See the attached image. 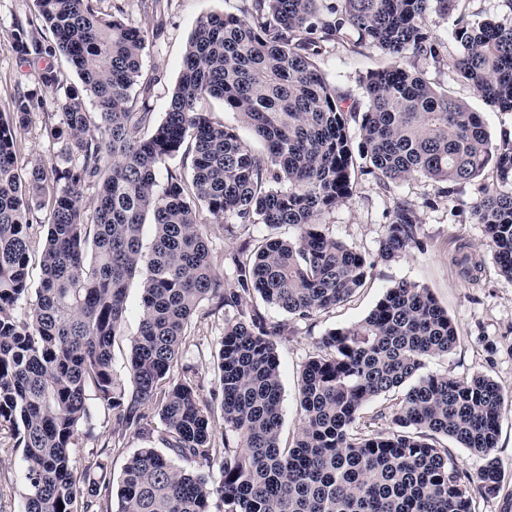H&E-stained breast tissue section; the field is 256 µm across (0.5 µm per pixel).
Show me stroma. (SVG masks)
Wrapping results in <instances>:
<instances>
[{
    "mask_svg": "<svg viewBox=\"0 0 512 512\" xmlns=\"http://www.w3.org/2000/svg\"><path fill=\"white\" fill-rule=\"evenodd\" d=\"M125 18L149 34L142 56V68L153 75L156 85L149 100L153 120H160L177 83L187 41L201 16L240 14L242 0H169L164 10L148 11L143 0H121ZM33 0H0V109L7 107L18 91L33 87L38 81L36 66L23 63L15 52L9 33L18 18L33 16ZM471 20L494 18L512 22V0H462L458 12L446 15L430 13L427 28L433 37L450 42L459 15ZM389 60L378 50L361 45H336L318 61L319 68L341 89L361 97L359 79L368 71L386 67ZM415 70L427 81L449 95L465 101L481 113L493 142L512 136V112H501L488 105L463 82L447 62L413 60ZM45 117L36 114L30 126L18 137L19 165L40 157L45 165L59 162L60 146L44 129ZM495 180L493 169L455 193L454 203L438 201L440 185L421 179L402 183L391 189L380 187L370 175L356 174L353 195L344 204L325 213L322 222L336 240L364 253L374 263L371 278L336 309L309 319H298L276 308L266 309L269 321L286 324L288 333L279 339L277 351L283 385L284 422L282 436L292 440L299 423L298 389L301 370L328 331L354 324L374 308L377 301L395 283L407 280L428 288L453 320L459 342L452 352L426 361L427 373L455 377L482 373L490 376L505 397H512V282L502 279L486 246L483 225L475 223L470 206L483 187ZM402 199L418 208L423 221L424 251L412 250L392 260L379 257V241L387 222L386 215L394 199ZM437 202L436 208L424 207L425 199ZM275 234L292 238L295 227L283 225L272 229L254 224L242 232H227L212 225L209 247L216 270L225 284H232V269L225 255L243 241H257ZM467 246L484 262L478 283L461 275L451 261L459 246ZM142 283L133 280L127 296L123 334L112 350V370L119 380H127L128 353L141 317ZM224 332V315L203 301L194 317L191 332L181 353L179 366L191 370L201 385L204 399H211L217 388L213 356ZM495 455L503 475L498 495L478 498V512H512V406L505 407L500 419ZM25 463L21 449L0 445V512H21L25 491Z\"/></svg>",
    "mask_w": 512,
    "mask_h": 512,
    "instance_id": "35a3bbf8",
    "label": "stroma"
}]
</instances>
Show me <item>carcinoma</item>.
Masks as SVG:
<instances>
[{"instance_id": "1", "label": "carcinoma", "mask_w": 512, "mask_h": 512, "mask_svg": "<svg viewBox=\"0 0 512 512\" xmlns=\"http://www.w3.org/2000/svg\"><path fill=\"white\" fill-rule=\"evenodd\" d=\"M97 2L35 0L34 16L10 33L23 61L43 63L38 85L0 110V435L22 449L23 512H210L215 499L224 512H476L475 494L501 488L494 451L505 398L487 375L421 373L458 339L428 289L401 281L360 322L321 337L300 374V423L289 446L276 344L286 325L268 322L258 306L310 318L347 301L370 275L366 255L322 224L353 196L349 120L357 116L359 153L386 187L443 183L451 202L456 186L493 166L496 185L483 189L472 215L512 282V140L493 143L479 113L407 65L443 60L446 46L425 20L460 0H247L240 16H203L153 126L156 79L141 68L147 33L126 23L120 7L103 13ZM351 40L391 57L362 78V111L317 65ZM452 41L458 80L512 112V24L462 16ZM59 54L77 81L61 79L51 63ZM204 97L238 113L263 151L201 110ZM39 112L48 137L62 144L63 163L49 170L38 157L17 161V136ZM178 155L190 165L167 167ZM203 211L216 224H289L298 235L228 253L234 284L226 287ZM42 222L35 283L30 238ZM421 224L416 209L395 201L379 256L424 250ZM456 264L468 281L480 279L482 264L469 255ZM137 277L141 320L126 389L113 376L112 349ZM205 300L224 310L217 407L188 371L175 374ZM403 385L395 407L364 419L368 402ZM92 403L114 426L83 459L78 430ZM151 404L156 428L147 427ZM383 418L388 429H370ZM132 430L162 448L134 451L113 482L107 458ZM439 436L484 465L470 472L453 449L435 444ZM218 460L213 481L208 470Z\"/></svg>"}]
</instances>
